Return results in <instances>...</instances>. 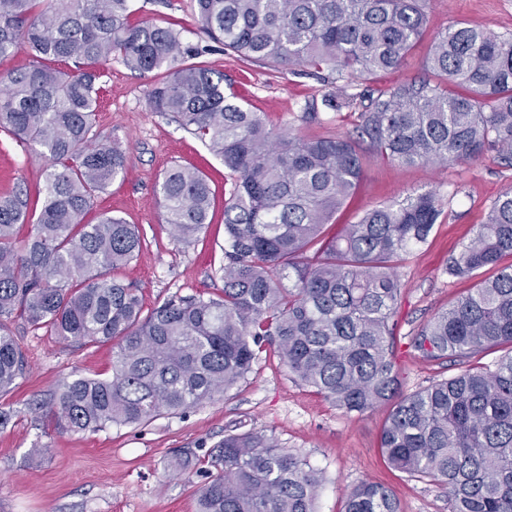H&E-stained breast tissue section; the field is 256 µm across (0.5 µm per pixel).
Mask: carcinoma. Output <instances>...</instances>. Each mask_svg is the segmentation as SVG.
<instances>
[{
    "mask_svg": "<svg viewBox=\"0 0 512 512\" xmlns=\"http://www.w3.org/2000/svg\"><path fill=\"white\" fill-rule=\"evenodd\" d=\"M427 0H191L198 27L246 61L310 66L343 84L321 106H359L355 135L298 136L267 127L225 90L224 73L185 64L199 50L168 24L130 22L133 0H0V57L32 64L0 74V130L50 163L38 214L0 196V393L27 368L7 326L78 344H112L109 377L77 375L41 404L72 432L147 423L202 405L245 381L255 349L274 348L300 384L346 414L389 404L380 436L389 465L448 488L449 512H512V187L491 203L448 275L476 283L412 336L429 362L458 373L412 392L394 354L399 268L442 213L434 191L366 210L333 233L363 173L360 144L400 165H512V35L458 23L427 48L424 75L378 86L424 38ZM114 59L160 71L150 105L205 142L231 176L221 293L173 296L144 310L109 272L139 255L138 227L103 212L82 223L126 155L93 133L100 80ZM374 86L351 92L359 82ZM165 223L189 242L208 224L212 190L176 167L160 184ZM24 236H19L22 228ZM497 350L493 365L481 356ZM196 512H316L321 472L263 431L224 435ZM343 512H400L361 482Z\"/></svg>",
    "mask_w": 512,
    "mask_h": 512,
    "instance_id": "1",
    "label": "carcinoma"
}]
</instances>
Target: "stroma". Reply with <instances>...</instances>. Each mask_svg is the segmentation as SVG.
Instances as JSON below:
<instances>
[{"label": "stroma", "mask_w": 512, "mask_h": 512, "mask_svg": "<svg viewBox=\"0 0 512 512\" xmlns=\"http://www.w3.org/2000/svg\"><path fill=\"white\" fill-rule=\"evenodd\" d=\"M190 2L134 0V7L137 19L179 25L184 41L200 48V62L222 71L226 83L244 93L250 109L263 113L276 130L300 136L322 129L352 133L353 109L321 111L318 125L304 117L312 103L335 91L331 70L241 63L197 29ZM426 12L429 40L458 22L512 35V0H428ZM154 83V74L130 71L117 60L107 65L95 129L124 150L127 173L112 181L85 217L93 223L109 211L142 227L146 246L117 276L139 288L148 308L174 294H215L223 288L215 271L224 258V189L230 178L204 142L151 111L148 95ZM363 163L360 187L337 223H354L365 210L411 192L433 190L443 202L428 240L408 255L401 270L395 358L402 387L410 392L455 371L450 363L422 361L410 348V338L473 287V280L448 276L446 260L470 239L492 201L512 186V166L490 156L463 164L403 166L368 154ZM178 165L202 171L213 189L209 222L189 243L172 236L159 194L165 172ZM44 168L28 144L0 132V196L21 189L31 208H40ZM11 331L27 369L0 395V407L12 413L7 427L0 428V512H195L210 456L236 429L272 434L280 447L306 457L321 472L317 512H342L348 491L362 481L388 487L401 512H449L446 487L396 471L383 457L380 432L389 406L344 414L297 383L270 346L258 350L248 379L224 397L141 425L76 433L62 430L32 405L71 375L109 373L111 345L37 336L20 320L12 322ZM183 450L196 456L197 469L178 475L167 463Z\"/></svg>", "instance_id": "stroma-1"}]
</instances>
